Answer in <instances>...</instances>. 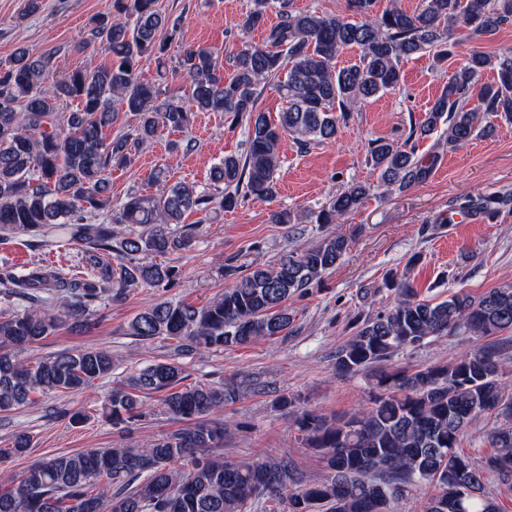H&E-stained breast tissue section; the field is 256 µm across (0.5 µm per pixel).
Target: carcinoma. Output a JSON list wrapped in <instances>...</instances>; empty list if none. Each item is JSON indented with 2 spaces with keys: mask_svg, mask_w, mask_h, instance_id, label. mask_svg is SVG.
I'll return each mask as SVG.
<instances>
[{
  "mask_svg": "<svg viewBox=\"0 0 512 512\" xmlns=\"http://www.w3.org/2000/svg\"><path fill=\"white\" fill-rule=\"evenodd\" d=\"M279 21L264 45L244 36L265 25L270 6ZM343 13L293 10L289 0H255L239 23L241 48L226 74L220 50L183 49L178 62L187 82L182 98L161 97L155 84L139 77L145 60L161 59L166 30L179 22L157 0H108L91 19L82 48L94 47L106 60L57 76L53 58L19 47L0 67V235L36 236L46 231L81 252L83 275L38 264L0 276L7 306L0 308V413L36 403L35 394H74L112 375V353L83 348L31 358L27 352L65 328L82 332L100 309L141 287L166 288L175 268L145 260L168 253L172 225L184 215L210 219L243 197L269 201L276 194L286 137L307 146L332 142L341 126L365 103L400 86L402 64L431 53L448 60L457 29L491 36L512 22V0H419L413 11L396 3L380 11L377 0H347ZM361 50L358 63L336 67L348 47ZM498 74L480 83L484 71ZM53 81V96L43 84ZM288 102L278 122L258 107L267 86ZM477 105L471 107V99ZM77 102L76 111H55L57 101ZM135 120L129 131L107 137L104 129L119 113ZM194 112L230 113L247 124L246 149L213 165L209 180L217 196L171 182L168 167L151 173L155 194L133 190L112 200L109 174L133 162L139 149L162 131H184ZM512 117V53L473 52L410 125L407 140L438 131L451 146L490 134L495 118ZM367 160L382 185L407 190L426 175L425 165L406 144L379 138ZM370 195L359 182L331 196L318 211L288 209L271 214L273 224H340ZM349 246L342 234H327L276 266L225 269L233 282L205 304L161 300L137 313L127 334L140 341L170 342L173 354L112 383L105 397L115 425L146 417L145 399L160 395L162 412L180 426L137 448H91L54 455L0 480V512H388L391 501L412 487L436 489L423 512H498L485 491L489 476L512 494V387L503 379L509 364L500 346L489 343L455 361L420 369H393L394 354L431 338L458 333L486 338L512 329V283L478 297L457 293L433 302L419 298L406 275L392 274L387 286L394 303L364 320L336 350L342 375L375 368L378 394L343 421L315 410L294 411L281 395L275 407L289 410L297 438L315 450L328 470L307 475L287 455L252 461L219 453L224 437L243 428L212 414L235 402L234 384L185 385L178 356L197 350L244 348L288 334L294 322L288 300L304 296L334 268ZM490 415L505 423L490 429L494 452L474 461L458 451L475 419ZM32 448L26 432L13 435L0 459Z\"/></svg>",
  "mask_w": 512,
  "mask_h": 512,
  "instance_id": "1",
  "label": "carcinoma"
}]
</instances>
